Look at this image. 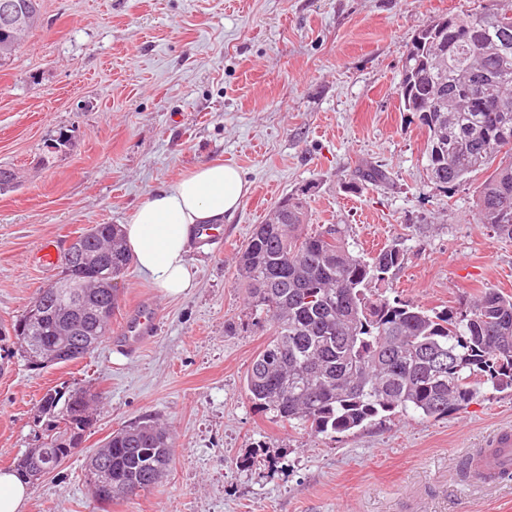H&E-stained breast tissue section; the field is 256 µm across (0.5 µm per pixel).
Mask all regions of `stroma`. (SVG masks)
Here are the masks:
<instances>
[{"mask_svg":"<svg viewBox=\"0 0 512 512\" xmlns=\"http://www.w3.org/2000/svg\"><path fill=\"white\" fill-rule=\"evenodd\" d=\"M487 0H43L42 21L0 70V326L59 268L36 264L94 224L130 223L156 189L213 161L251 183L224 240L191 248L195 288L169 298L130 266L112 329L157 308L156 338L133 357L100 344L44 369L0 350V469L37 447L49 388L102 394L82 443L31 487L23 512H512V478L473 480L469 453L512 427V391L483 385L447 416L390 413L311 435L257 410L244 378L268 340L251 323L235 255L286 195L310 192L312 221L349 243L403 252L378 292L436 312L481 291L512 295V239L475 220L476 172L446 190L426 171V133L400 111L406 46L431 18ZM387 184L349 189L361 165ZM166 426L174 464L150 491L100 510L86 460L143 417Z\"/></svg>","mask_w":512,"mask_h":512,"instance_id":"1","label":"stroma"}]
</instances>
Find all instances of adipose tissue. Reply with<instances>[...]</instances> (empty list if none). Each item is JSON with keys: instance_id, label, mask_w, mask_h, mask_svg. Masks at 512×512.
<instances>
[{"instance_id": "adipose-tissue-1", "label": "adipose tissue", "mask_w": 512, "mask_h": 512, "mask_svg": "<svg viewBox=\"0 0 512 512\" xmlns=\"http://www.w3.org/2000/svg\"><path fill=\"white\" fill-rule=\"evenodd\" d=\"M250 192L243 173L211 161L152 192L124 225L126 247L136 264L169 297L194 288L189 243L200 224L221 223Z\"/></svg>"}]
</instances>
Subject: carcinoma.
Instances as JSON below:
<instances>
[{"label":"carcinoma","mask_w":512,"mask_h":512,"mask_svg":"<svg viewBox=\"0 0 512 512\" xmlns=\"http://www.w3.org/2000/svg\"><path fill=\"white\" fill-rule=\"evenodd\" d=\"M31 14L12 51L9 66L41 20L42 0H16ZM464 91L471 106L448 111V99ZM397 94L427 133V172L451 190L476 171L489 175L478 186L476 220L512 238V7L484 6L448 17L438 33L429 23L407 46ZM377 166L356 169L350 188L386 182ZM308 191L279 202L283 220L254 227L236 256V278L247 292L253 321L269 340L253 357L245 376L249 399L284 425L331 435L361 428L383 412L438 418L470 403L477 386L512 389V296L493 288L481 292L463 312L429 313L411 303L390 302L373 286L402 263L392 244L365 258L350 250L349 226L318 224L312 231ZM112 239V275L92 266L64 268L58 281L36 297L37 314L24 311L11 327L16 354L32 367L45 350L69 363L90 355L111 332L96 317L103 306L118 307L111 281L132 261L118 224H96L86 239L95 254ZM83 307L73 336L58 334L59 306ZM99 392L76 388L67 398L40 405L52 425L38 448L28 449L16 471L44 456L65 457L71 440L88 426L86 414ZM100 483L112 496L101 505L127 499V487L145 492L172 466L169 433L151 419L128 425L99 449Z\"/></svg>","instance_id":"cac0c4a2"}]
</instances>
